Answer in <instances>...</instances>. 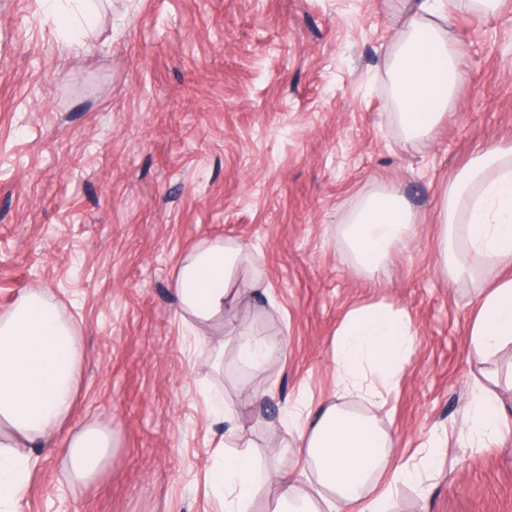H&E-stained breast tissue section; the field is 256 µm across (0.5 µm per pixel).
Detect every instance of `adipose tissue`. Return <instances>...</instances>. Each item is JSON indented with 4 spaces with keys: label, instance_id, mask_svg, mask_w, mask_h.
<instances>
[{
    "label": "adipose tissue",
    "instance_id": "adipose-tissue-1",
    "mask_svg": "<svg viewBox=\"0 0 512 512\" xmlns=\"http://www.w3.org/2000/svg\"><path fill=\"white\" fill-rule=\"evenodd\" d=\"M438 0H410L413 29L399 44L392 83L400 110L397 120L408 136L428 134L444 116L457 83V68L440 24ZM48 12L63 15L61 34L70 45L82 44L94 29L97 0H43ZM440 264L444 274L462 275L453 243L493 264L512 266V152L479 156L459 177L441 204ZM412 213L394 192L366 198L343 226L342 240L356 263L380 272L395 251L413 237ZM256 257L232 240L199 243L184 255L173 287L183 317L209 325L245 296L258 295L262 276ZM512 343V276L482 300L470 344L478 355L496 353ZM412 344L405 312L386 306L350 311L336 333V374L344 391L373 393L400 370ZM81 352L72 328L62 322L39 289L22 292L0 316V503L17 504L31 472L22 450L33 441L50 446L69 417L74 401ZM466 423L478 438L503 434L507 423L496 395L480 397ZM392 437L373 418L338 404H319L307 414L301 452L312 461L318 485L329 497L330 512H390L387 490L379 489ZM112 448L109 433L87 427L72 436L67 455L71 476L95 482ZM272 480L279 488L269 512H319L313 497L300 494L289 466ZM214 488H230L233 512H249L262 492L249 453L228 457L212 476Z\"/></svg>",
    "mask_w": 512,
    "mask_h": 512
}]
</instances>
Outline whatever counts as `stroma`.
<instances>
[{
  "mask_svg": "<svg viewBox=\"0 0 512 512\" xmlns=\"http://www.w3.org/2000/svg\"><path fill=\"white\" fill-rule=\"evenodd\" d=\"M458 82L446 116L406 138L391 119L393 49L405 0H104L70 47L40 0H0V314L30 288L76 329L73 413L54 447L28 453L21 512H225L214 470L249 445L260 472L293 463L310 407L337 392L334 340L355 308L407 313V362L373 407L396 445L387 467L436 443L429 491L388 486L393 512H512V432L472 445L471 402L494 391L512 416V346H470L485 288L504 272L466 254L440 270L439 205L475 158L512 149V0L485 17L446 7ZM393 190L413 239L377 275L340 229ZM259 258L269 299L243 301L194 334L171 282L199 242ZM245 330L279 347L264 373L241 363ZM219 394L233 423L216 416ZM112 435L103 476L75 482L66 436Z\"/></svg>",
  "mask_w": 512,
  "mask_h": 512,
  "instance_id": "obj_1",
  "label": "stroma"
}]
</instances>
